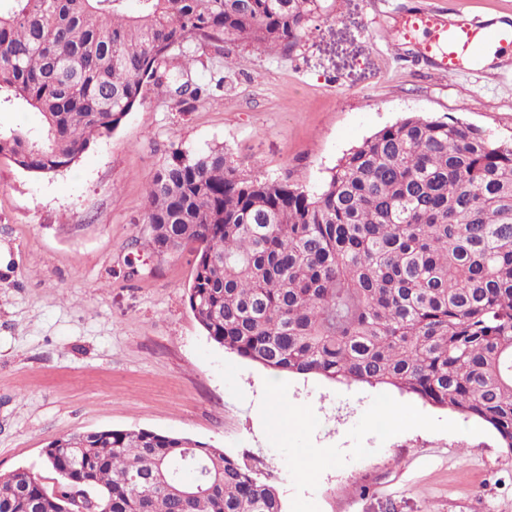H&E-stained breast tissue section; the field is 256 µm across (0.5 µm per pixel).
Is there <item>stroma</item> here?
<instances>
[{
	"instance_id": "35a3bbf8",
	"label": "stroma",
	"mask_w": 512,
	"mask_h": 512,
	"mask_svg": "<svg viewBox=\"0 0 512 512\" xmlns=\"http://www.w3.org/2000/svg\"><path fill=\"white\" fill-rule=\"evenodd\" d=\"M512 18V0H326L292 50L203 47L223 91L176 106L153 86L110 137L38 175L0 157V474L46 484L42 451L78 432L147 429L259 461L284 512H512V452L484 422L396 388L270 371L212 342L188 301L194 255H157L146 184L171 150L220 147L257 179L314 190L343 154L410 115L512 140V55L459 76L394 51L407 11ZM276 391L310 413L274 429ZM395 404L394 423H375ZM323 455L303 480L293 461Z\"/></svg>"
}]
</instances>
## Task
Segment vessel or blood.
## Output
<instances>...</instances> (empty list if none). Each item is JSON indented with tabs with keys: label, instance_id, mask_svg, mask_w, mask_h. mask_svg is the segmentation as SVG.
<instances>
[{
	"label": "vessel or blood",
	"instance_id": "b4317fda",
	"mask_svg": "<svg viewBox=\"0 0 512 512\" xmlns=\"http://www.w3.org/2000/svg\"><path fill=\"white\" fill-rule=\"evenodd\" d=\"M398 43L416 46L437 72L453 74L464 63H480L490 47L511 48L512 19L478 23L464 17L450 22L437 11L417 10L404 17Z\"/></svg>",
	"mask_w": 512,
	"mask_h": 512
}]
</instances>
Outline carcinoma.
Returning <instances> with one entry per match:
<instances>
[{
    "label": "carcinoma",
    "instance_id": "cac0c4a2",
    "mask_svg": "<svg viewBox=\"0 0 512 512\" xmlns=\"http://www.w3.org/2000/svg\"><path fill=\"white\" fill-rule=\"evenodd\" d=\"M0 0V156L74 164L146 83L182 104L187 43L293 50L322 0ZM180 63L168 66L169 54ZM160 255L189 249L207 336L274 371L395 387L480 419L512 451V143L410 116L344 154L317 190L248 178L213 148L148 180ZM44 466L0 474V512H284L247 463L189 438L99 430L51 441ZM193 479L187 481L183 472Z\"/></svg>",
    "mask_w": 512,
    "mask_h": 512
}]
</instances>
